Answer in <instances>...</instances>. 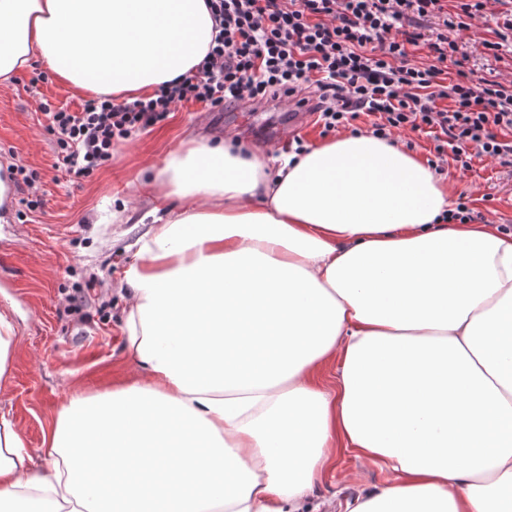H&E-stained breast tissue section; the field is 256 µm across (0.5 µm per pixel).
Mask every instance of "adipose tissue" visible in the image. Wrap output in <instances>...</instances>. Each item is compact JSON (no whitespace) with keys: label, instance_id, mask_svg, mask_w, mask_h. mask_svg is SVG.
I'll use <instances>...</instances> for the list:
<instances>
[{"label":"adipose tissue","instance_id":"ef3b65f1","mask_svg":"<svg viewBox=\"0 0 512 512\" xmlns=\"http://www.w3.org/2000/svg\"><path fill=\"white\" fill-rule=\"evenodd\" d=\"M213 25L206 0H0V84L38 58L86 95H147ZM140 186L145 380L71 399L43 473L1 416L0 512H294L339 444L393 473L353 512H512V232L437 223L441 176L369 133L276 163L198 142Z\"/></svg>","mask_w":512,"mask_h":512}]
</instances>
